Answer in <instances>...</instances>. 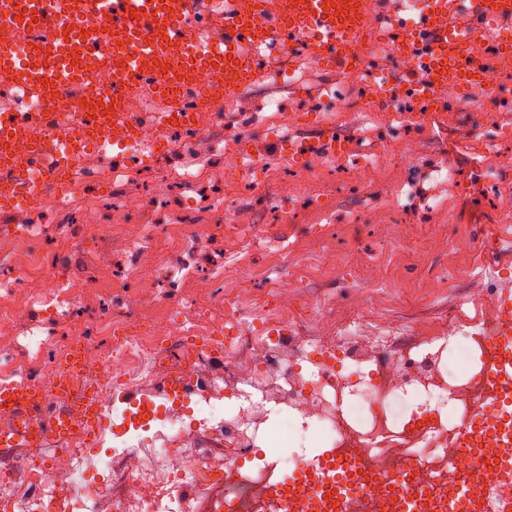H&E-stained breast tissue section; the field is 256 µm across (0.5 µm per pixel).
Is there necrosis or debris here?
<instances>
[{
  "instance_id": "4bbe7bcc",
  "label": "necrosis or debris",
  "mask_w": 512,
  "mask_h": 512,
  "mask_svg": "<svg viewBox=\"0 0 512 512\" xmlns=\"http://www.w3.org/2000/svg\"><path fill=\"white\" fill-rule=\"evenodd\" d=\"M383 13L380 5L367 11L365 38L375 65L353 76L368 95L383 63L394 58L380 32ZM199 218L185 203L178 223L146 224L140 244L183 245L207 234ZM32 238L28 229H0V258L23 254L30 275L54 278L49 312L68 317L86 290L66 269L48 265ZM139 246L129 250L126 276L149 288L161 285L152 323L137 331L142 312L124 281L104 289L112 305L87 327L127 339L107 352L85 342L80 381L99 379L97 396L107 406L137 391L141 409L122 418L111 446L98 450L74 423L68 448L30 459L21 480L0 482V512H280L283 473L305 464V448H334L359 462L367 512H384L393 477L430 489L421 512H446L449 496L475 482L477 468L459 465L457 457L460 443L486 445L485 428L472 421L493 370L490 351L501 321L489 289L474 298L485 309L477 320L459 314L415 336L354 312L321 315L305 333L288 309L293 285L279 279L272 283L278 318L267 320L261 334L234 337L215 359L194 339L241 319L238 297L188 301L178 286L195 277L196 267L144 268ZM175 308L188 316L180 329L171 317ZM455 337L465 353L452 364L448 345ZM170 377L176 390L166 385Z\"/></svg>"
}]
</instances>
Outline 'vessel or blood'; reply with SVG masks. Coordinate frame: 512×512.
Here are the masks:
<instances>
[{"label":"vessel or blood","instance_id":"obj_1","mask_svg":"<svg viewBox=\"0 0 512 512\" xmlns=\"http://www.w3.org/2000/svg\"><path fill=\"white\" fill-rule=\"evenodd\" d=\"M215 10L217 29L192 27L188 19L201 2ZM366 0H0V90L24 102L40 103L37 113L0 109V217L45 202V184L65 191L79 153L58 130L76 120L84 138L120 145L142 138L147 128L165 120L190 125L196 110L212 107L210 89L232 98L262 80L263 73L245 49L267 40L303 42L320 67L359 70L365 32ZM36 11V19L16 21L18 9ZM103 13L111 20L107 48L84 35L82 20ZM44 37L31 42L29 26ZM392 44L409 60L411 77H399L385 94L369 98L373 107L413 96L428 112L447 109V95L491 90L486 59L512 56V0H431L417 18L396 23ZM179 69H167L169 61ZM91 94L75 115L55 107L70 89ZM167 98L165 111L146 118L126 111L128 102L147 91ZM35 126L47 136L42 145L19 154L16 138ZM38 170L43 182L22 174ZM501 326L492 348L497 374L486 411L502 409L501 392L512 390V290L498 299ZM79 354L56 359L52 389L36 382H0V410L12 412L15 424L0 429V455L15 448H38L51 442L66 447L72 418H80L87 440L99 433L106 409L94 389L78 393ZM500 462L483 475L485 487L512 491V425L503 424L488 440ZM354 461L337 453L319 456L290 472L284 486L308 487L304 512H360L363 491L354 482ZM392 494L400 512H417L430 491L402 480Z\"/></svg>","mask_w":512,"mask_h":512}]
</instances>
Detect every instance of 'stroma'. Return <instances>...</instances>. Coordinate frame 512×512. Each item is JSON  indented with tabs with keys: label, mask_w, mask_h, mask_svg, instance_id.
<instances>
[{
	"label": "stroma",
	"mask_w": 512,
	"mask_h": 512,
	"mask_svg": "<svg viewBox=\"0 0 512 512\" xmlns=\"http://www.w3.org/2000/svg\"><path fill=\"white\" fill-rule=\"evenodd\" d=\"M279 65L283 78L246 91L225 107L223 126L186 139L166 160L173 168L209 172L207 184L193 196L213 229L194 242L195 251L202 256L231 252L274 278L298 277L299 268H306L290 304L309 320L356 307L360 276L371 264L381 267L383 279L372 289L370 310L383 320L412 330L459 311L472 319L481 316L474 292L489 284V268H497L504 284L512 286V211L503 206L505 195H512V99L504 94L512 89V61L495 69V91L477 103L449 97L451 118L429 125L384 120L360 104L358 88L348 91L351 110L337 111L327 90L339 85V74L321 70L299 49L287 50ZM268 99L296 110L298 124L332 128L338 137L355 141V148L342 154L327 148L315 159L291 157V141L276 116L261 109ZM483 111L495 114L496 122L483 123ZM488 144L494 147L490 157L484 151ZM375 156L383 157V166L365 169V160ZM239 157L258 162L248 178L228 169ZM118 161L113 151L86 155L91 177L69 193V227L58 228L56 215L43 209L21 210L11 218L19 228L44 226L41 246L51 261L58 258L56 237L81 236L88 224L107 225L111 263L99 262L90 246L73 271L88 282L111 283L112 263L142 236L145 212L152 208L176 217L186 196L176 186L164 201L153 202L155 172L149 164L130 171L125 193L112 196L105 184ZM491 163L499 176L487 185L484 170ZM441 166L453 170L454 185L430 176V169ZM215 187L247 214V223L229 233L222 230L223 213L209 208ZM325 243L334 252L332 272L319 265ZM35 322L49 335V351L84 330L77 316L60 323L37 310L0 335V358L25 354Z\"/></svg>",
	"instance_id": "obj_1"
}]
</instances>
